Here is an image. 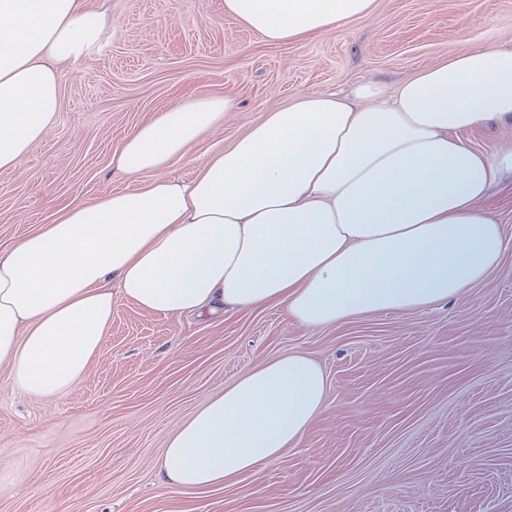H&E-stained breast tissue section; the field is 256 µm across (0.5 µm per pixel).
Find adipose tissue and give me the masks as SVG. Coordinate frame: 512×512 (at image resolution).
<instances>
[{
	"label": "adipose tissue",
	"mask_w": 512,
	"mask_h": 512,
	"mask_svg": "<svg viewBox=\"0 0 512 512\" xmlns=\"http://www.w3.org/2000/svg\"><path fill=\"white\" fill-rule=\"evenodd\" d=\"M375 0H224L225 14L285 44L374 13ZM103 23L88 0H0V169L52 128L54 62ZM183 100L136 127L117 157L151 172L143 189L65 208L0 249V370L45 399L84 378L117 297L158 316L281 307L310 328L427 309L489 283L512 247L484 202L497 160L463 140L512 120V48L424 68L383 97L314 94L269 112L187 182L163 176L231 111ZM329 382L307 354L264 359L196 409L166 441L163 488L221 490L278 459L323 411Z\"/></svg>",
	"instance_id": "adipose-tissue-1"
}]
</instances>
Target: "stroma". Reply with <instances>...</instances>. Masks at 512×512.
<instances>
[{
  "mask_svg": "<svg viewBox=\"0 0 512 512\" xmlns=\"http://www.w3.org/2000/svg\"><path fill=\"white\" fill-rule=\"evenodd\" d=\"M107 14L77 59L57 62L56 121L18 169L0 170V248L72 204L146 187L115 155L184 99L234 108L165 175L192 179L212 152L295 99L376 84L512 47V0H375L372 17L272 44L224 0H93ZM292 350L325 369L321 415L278 460L224 490L160 486L169 434L260 361ZM0 512H512V249L487 286L419 311L312 329L266 306L162 317L119 300L86 376L65 396L0 375Z\"/></svg>",
  "mask_w": 512,
  "mask_h": 512,
  "instance_id": "1",
  "label": "stroma"
}]
</instances>
